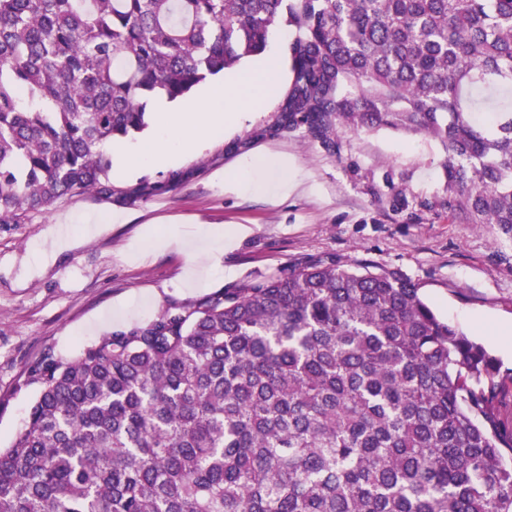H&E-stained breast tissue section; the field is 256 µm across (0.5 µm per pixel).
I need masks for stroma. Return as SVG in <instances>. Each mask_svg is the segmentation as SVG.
<instances>
[{
  "label": "stroma",
  "instance_id": "1",
  "mask_svg": "<svg viewBox=\"0 0 512 512\" xmlns=\"http://www.w3.org/2000/svg\"><path fill=\"white\" fill-rule=\"evenodd\" d=\"M291 33L283 20L271 29L275 88L216 137L171 164L130 169L111 194H77L29 223L0 224V448L24 423L38 390L28 370L45 352L73 359L171 305L319 258L365 259L410 278L441 318L512 368L501 341L512 326V235L449 217L438 140L340 125L325 143L280 126ZM258 153L288 156L303 185L279 197L225 189L221 174ZM142 181L159 191L129 197ZM236 226L245 233L225 248ZM168 236L174 245H162Z\"/></svg>",
  "mask_w": 512,
  "mask_h": 512
}]
</instances>
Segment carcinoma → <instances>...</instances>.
Instances as JSON below:
<instances>
[{
  "label": "carcinoma",
  "instance_id": "carcinoma-1",
  "mask_svg": "<svg viewBox=\"0 0 512 512\" xmlns=\"http://www.w3.org/2000/svg\"><path fill=\"white\" fill-rule=\"evenodd\" d=\"M294 27L281 122L424 133L448 216L512 235V0H0V224L112 194L157 98ZM0 512H512V369L416 283L315 260L46 353Z\"/></svg>",
  "mask_w": 512,
  "mask_h": 512
}]
</instances>
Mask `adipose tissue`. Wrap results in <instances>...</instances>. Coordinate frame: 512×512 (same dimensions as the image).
Instances as JSON below:
<instances>
[{"instance_id":"obj_1","label":"adipose tissue","mask_w":512,"mask_h":512,"mask_svg":"<svg viewBox=\"0 0 512 512\" xmlns=\"http://www.w3.org/2000/svg\"><path fill=\"white\" fill-rule=\"evenodd\" d=\"M272 76L266 61L256 62L240 72L225 74L221 85L187 103L181 112L173 115L172 127L156 135L150 151L139 157V164L166 162L174 154L192 150L232 121L229 106L248 105L261 89L270 88ZM270 170L280 172L281 191H291L301 182L299 171L292 169L287 159L280 155L253 157L242 170L225 173L224 181L242 191L265 193L270 189L265 178Z\"/></svg>"}]
</instances>
